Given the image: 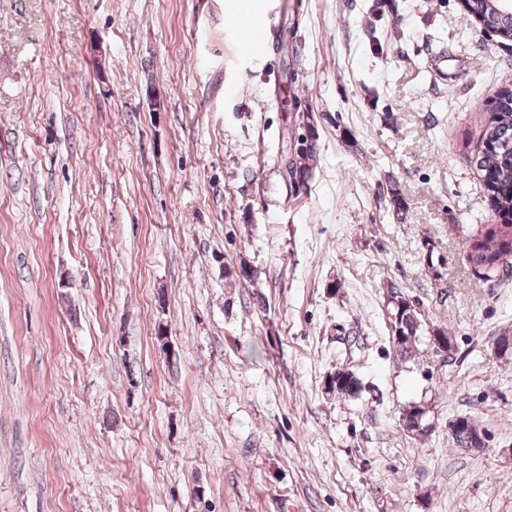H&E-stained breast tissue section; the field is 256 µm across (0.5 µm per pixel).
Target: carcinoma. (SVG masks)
Listing matches in <instances>:
<instances>
[{
  "label": "carcinoma",
  "mask_w": 512,
  "mask_h": 512,
  "mask_svg": "<svg viewBox=\"0 0 512 512\" xmlns=\"http://www.w3.org/2000/svg\"><path fill=\"white\" fill-rule=\"evenodd\" d=\"M467 18L475 21L489 33L502 39H512V7L506 0H464ZM303 129L299 147L286 164V179L307 180L311 176L310 161L317 150V125L311 115L299 124ZM470 163L477 171L488 195L492 209L505 218L501 224H486L468 239L467 259L476 268L497 271L512 267V95L493 102L485 109V123L481 144ZM384 299L392 329L403 339L395 344L396 356L402 360L412 357L424 330L425 320L418 306L410 300L398 284L385 285ZM338 378L329 392L341 397L356 398L362 384L356 371L347 367L337 371ZM428 412L420 403L403 407L406 432L423 436L428 428L420 427ZM455 447L464 451L485 447V430L472 417L462 416L451 426Z\"/></svg>",
  "instance_id": "carcinoma-1"
}]
</instances>
